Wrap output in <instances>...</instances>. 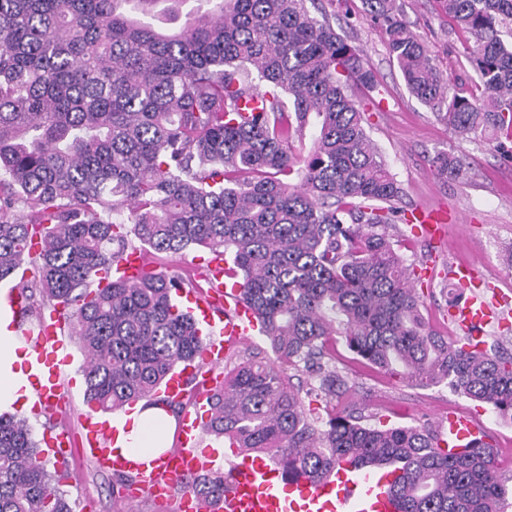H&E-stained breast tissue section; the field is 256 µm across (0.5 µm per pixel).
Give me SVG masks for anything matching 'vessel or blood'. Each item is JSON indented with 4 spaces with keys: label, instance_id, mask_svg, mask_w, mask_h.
<instances>
[{
    "label": "vessel or blood",
    "instance_id": "vessel-or-blood-1",
    "mask_svg": "<svg viewBox=\"0 0 512 512\" xmlns=\"http://www.w3.org/2000/svg\"><path fill=\"white\" fill-rule=\"evenodd\" d=\"M416 216L417 235L429 240L436 238L446 221L442 213L421 208ZM207 269L210 277L219 283L211 301L200 302L194 293L187 291L181 292L180 297L186 308L212 331L211 338L204 343L201 360L213 365L220 363L230 349L239 346L245 336L258 331L259 324L242 301L239 286H222L223 254H212ZM148 270L145 256L137 250L128 253L119 266L120 273L130 280L139 279ZM451 276L462 297L449 308V316L464 338L476 339L478 328L494 323L495 313L479 293L482 282L473 268L458 266ZM218 305L224 308V318L220 321L213 315ZM65 329L61 313L52 311L42 319L37 333L26 338L29 354L38 367L37 373L29 378L30 394L47 410L60 408L63 402L60 368L69 361ZM207 395V390H200L195 410L181 416L179 451L164 454L151 465L136 467L135 493L148 494L160 503L177 500L179 512H399L398 503L389 492L393 473L344 463L337 467L333 477L318 481L302 477L288 482L278 468L236 452L224 458L231 477L224 486L223 496L206 502L196 498L181 482L190 475L211 473L216 460L215 455L203 458L197 453L209 416ZM83 430V450L99 468L126 471V462L112 457L108 449L117 433L114 423L88 414L83 418ZM476 435V429L467 420L449 417V452L462 451Z\"/></svg>",
    "mask_w": 512,
    "mask_h": 512
}]
</instances>
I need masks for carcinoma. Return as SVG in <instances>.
<instances>
[{
    "instance_id": "carcinoma-1",
    "label": "carcinoma",
    "mask_w": 512,
    "mask_h": 512,
    "mask_svg": "<svg viewBox=\"0 0 512 512\" xmlns=\"http://www.w3.org/2000/svg\"><path fill=\"white\" fill-rule=\"evenodd\" d=\"M308 1L200 0L202 14L164 31L152 22L162 0H0V281L33 267L18 284L29 317L62 311L85 354L89 404L144 400L178 417L154 395L177 365L201 361V329L174 302L192 279L157 270L102 288L97 275L136 248L227 253L224 276L280 366L230 369L208 397L213 435L268 456L287 479H322L342 462L390 470L402 512H505L512 475L481 440L450 453L424 426L325 420L304 403L349 390L329 358L342 336L380 370L445 383L512 419V355L468 350L422 317L384 231L408 223L400 187L348 92L375 90L376 75ZM361 2L410 94L446 105L456 133L489 135L512 162V0H435L464 36L478 78L469 96L448 95L400 0ZM431 165L444 182L463 168L451 152ZM290 370L316 381L305 396ZM54 481L31 426L0 415V512H71ZM191 488L207 501L224 475Z\"/></svg>"
}]
</instances>
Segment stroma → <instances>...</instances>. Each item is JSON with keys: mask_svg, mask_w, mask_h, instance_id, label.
<instances>
[{"mask_svg": "<svg viewBox=\"0 0 512 512\" xmlns=\"http://www.w3.org/2000/svg\"><path fill=\"white\" fill-rule=\"evenodd\" d=\"M406 21L426 45L441 77L455 93H469L477 76L462 56L461 41L452 23L441 14L434 0H401ZM337 33L355 46L366 66L379 78V86L362 102L366 127L379 148L400 189L399 209L418 205L445 207L457 212L458 223L447 225L440 241L428 242L397 224L402 235L400 252L407 265L420 270L415 286L423 313L440 331L457 335L448 319V290L454 287L449 272L453 266L472 262L492 281L505 300L497 312L512 321V267L506 252L512 247V162L501 159L483 139H458L440 120L434 108L413 97L386 50L385 35L363 15L360 0H321ZM441 151L454 152L463 162L459 178L443 182L435 177L429 160ZM209 253L199 248L185 255L150 256L151 267L172 274L191 276L199 295H207L203 281ZM70 362L63 366L60 383L65 406L55 414L22 409L20 416L33 428L37 440L65 433L72 446L51 456L49 466L62 473L64 491L72 512H177L175 505L159 506L148 497L130 501L127 485L118 473L100 472L81 451L80 417L87 412L84 399V356L76 337H68ZM337 369L351 388L340 403L361 412L369 424L425 425L447 431L448 418L464 415L479 429V435L496 454L500 469L512 472V419L493 408L451 392L445 385L418 387L406 380L371 369L356 359L344 341L335 344Z\"/></svg>", "mask_w": 512, "mask_h": 512, "instance_id": "obj_1", "label": "stroma"}]
</instances>
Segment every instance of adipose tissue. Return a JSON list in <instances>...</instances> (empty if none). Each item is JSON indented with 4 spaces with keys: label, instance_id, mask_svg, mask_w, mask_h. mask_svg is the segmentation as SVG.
Here are the masks:
<instances>
[{
    "label": "adipose tissue",
    "instance_id": "1",
    "mask_svg": "<svg viewBox=\"0 0 512 512\" xmlns=\"http://www.w3.org/2000/svg\"><path fill=\"white\" fill-rule=\"evenodd\" d=\"M12 313L0 302V411L11 408L28 394L26 359L11 329ZM174 421L158 406L136 409L129 424L120 426L114 450L134 462H147L164 454L170 444Z\"/></svg>",
    "mask_w": 512,
    "mask_h": 512
}]
</instances>
